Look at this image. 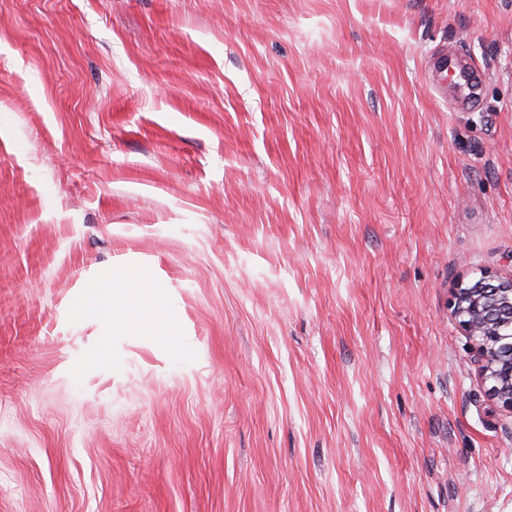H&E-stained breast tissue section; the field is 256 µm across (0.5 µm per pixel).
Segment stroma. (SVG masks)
I'll use <instances>...</instances> for the list:
<instances>
[{
    "instance_id": "obj_1",
    "label": "stroma",
    "mask_w": 512,
    "mask_h": 512,
    "mask_svg": "<svg viewBox=\"0 0 512 512\" xmlns=\"http://www.w3.org/2000/svg\"><path fill=\"white\" fill-rule=\"evenodd\" d=\"M488 275L512 0H0V512H512ZM437 63L442 71H448V68H453L455 71H458L456 78L460 83V91L463 100H468L470 101L468 102V105H473L475 103L473 99L478 95L477 91L479 89V81L477 77L465 69L457 59H448V55L438 57ZM133 276L127 271L117 270L113 272L112 282L106 288V297L101 294L96 301V312L99 314L107 332L128 331L133 327L129 312L133 295L136 292L150 291L154 286L145 281L137 285L131 280ZM493 282L483 278L476 287L456 288L452 306L478 343L483 373L493 381L491 395L512 413V277Z\"/></svg>"
}]
</instances>
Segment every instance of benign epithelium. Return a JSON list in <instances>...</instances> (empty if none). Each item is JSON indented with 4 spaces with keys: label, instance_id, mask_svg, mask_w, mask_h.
Masks as SVG:
<instances>
[{
    "label": "benign epithelium",
    "instance_id": "1",
    "mask_svg": "<svg viewBox=\"0 0 512 512\" xmlns=\"http://www.w3.org/2000/svg\"><path fill=\"white\" fill-rule=\"evenodd\" d=\"M452 306L468 336L478 343L491 395L512 412V277L479 280L456 288Z\"/></svg>",
    "mask_w": 512,
    "mask_h": 512
}]
</instances>
